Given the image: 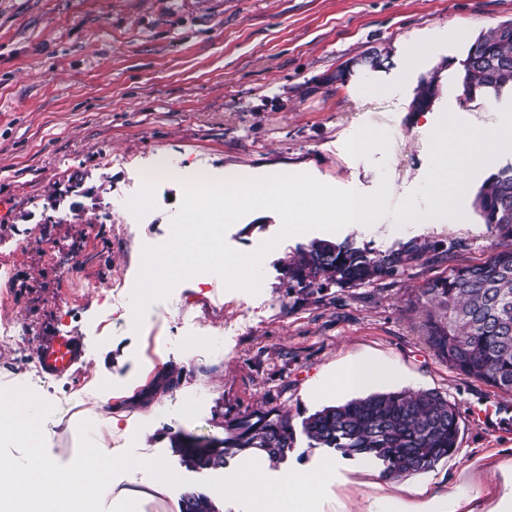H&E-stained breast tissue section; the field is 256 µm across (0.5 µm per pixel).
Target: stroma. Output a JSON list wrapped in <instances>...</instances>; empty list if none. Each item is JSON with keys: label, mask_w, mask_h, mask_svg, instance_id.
I'll list each match as a JSON object with an SVG mask.
<instances>
[{"label": "stroma", "mask_w": 512, "mask_h": 512, "mask_svg": "<svg viewBox=\"0 0 512 512\" xmlns=\"http://www.w3.org/2000/svg\"><path fill=\"white\" fill-rule=\"evenodd\" d=\"M512 20V0H0V388L24 386L51 407L49 457L71 464L87 423L101 451L163 458L185 478L171 487L138 468L117 474L105 507L138 496L137 512H177L190 491L218 512H245L223 496V470L187 468L178 435L221 440L251 414L288 416L298 434L270 480L329 458L310 447L303 419L338 404L322 391L353 360L393 369L389 390L435 391L461 412L456 450L427 472L381 478L377 465L338 459L318 493L320 512H406L456 494L488 512L512 464V393L448 366L427 341L423 286L451 268L483 263L497 238L475 196L512 150L466 186L460 218L402 226L383 217L358 228L281 236L274 211H252L225 233L241 253L264 251L257 291L217 274L186 277L135 315L144 250L166 243L184 183L160 178L154 205L135 214L160 157L213 180L246 170L259 180L308 174L370 193L388 180L392 202L421 184L430 137L444 114L498 127L512 95L466 99L461 62L474 40ZM386 50L388 66L322 78L346 61ZM440 94L411 111L423 78ZM370 145L354 152L360 137ZM412 238L436 255L396 280L341 288L289 287L286 269L312 242L386 252ZM60 333L83 344L73 376L35 379L38 352Z\"/></svg>", "instance_id": "obj_1"}]
</instances>
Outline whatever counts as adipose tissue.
I'll list each match as a JSON object with an SVG mask.
<instances>
[{
	"mask_svg": "<svg viewBox=\"0 0 512 512\" xmlns=\"http://www.w3.org/2000/svg\"><path fill=\"white\" fill-rule=\"evenodd\" d=\"M268 456L253 449L243 452L241 467L224 474V491L246 506V512H315L316 490L335 464L325 461L317 467L284 474L268 483Z\"/></svg>",
	"mask_w": 512,
	"mask_h": 512,
	"instance_id": "1",
	"label": "adipose tissue"
}]
</instances>
